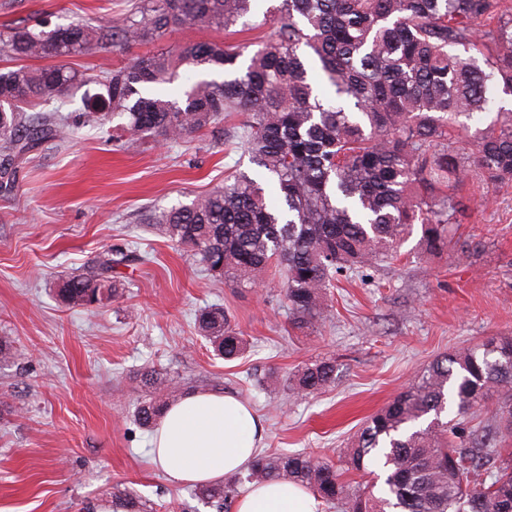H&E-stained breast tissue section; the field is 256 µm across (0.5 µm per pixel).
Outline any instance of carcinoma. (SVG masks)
<instances>
[{
  "label": "carcinoma",
  "instance_id": "carcinoma-1",
  "mask_svg": "<svg viewBox=\"0 0 512 512\" xmlns=\"http://www.w3.org/2000/svg\"><path fill=\"white\" fill-rule=\"evenodd\" d=\"M260 0H136L106 25L50 26L20 21L0 32V52L17 65L0 70V189L43 143L63 140L78 120L112 140L178 141L218 132L224 113L246 116L240 132L257 167L233 182L161 216L165 235L233 288L281 278L288 326L303 334L326 319L325 295L336 272L384 262L421 226L422 252L448 248L463 204L457 183L478 177L512 184V109H495L493 90L512 95V5L507 0H276L250 22ZM263 26L269 36L246 64L244 46L190 41L102 69L101 92L84 112L62 113L87 78L64 64L29 60L67 57L106 43L124 49L162 40L177 26L222 30ZM319 63L323 87L309 80ZM222 74L174 98L158 91L180 68ZM497 110L469 135L459 119ZM277 187L271 198L265 181ZM148 255L124 245L99 251L78 274L61 278L59 302L100 307L119 296L117 269ZM201 336L224 360L246 342L224 309L202 310ZM336 379V361L293 374L295 396ZM146 398L139 425H157L180 387L154 367L140 374ZM497 396L491 423L471 429L486 400ZM512 336L491 337L430 363L364 424L347 454L348 469L386 473L375 485L349 488L336 465L291 452L259 454L228 485L200 486L193 496L231 512L236 486L287 480L329 508L346 512H512ZM485 470L486 479H478ZM111 512H145L131 492L112 494Z\"/></svg>",
  "mask_w": 512,
  "mask_h": 512
}]
</instances>
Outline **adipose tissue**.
I'll return each instance as SVG.
<instances>
[{
  "label": "adipose tissue",
  "instance_id": "adipose-tissue-1",
  "mask_svg": "<svg viewBox=\"0 0 512 512\" xmlns=\"http://www.w3.org/2000/svg\"><path fill=\"white\" fill-rule=\"evenodd\" d=\"M262 439L260 420L247 405L197 390L165 409L152 453L171 483L206 486L246 469ZM235 512H316V500L303 487L273 480L250 486Z\"/></svg>",
  "mask_w": 512,
  "mask_h": 512
}]
</instances>
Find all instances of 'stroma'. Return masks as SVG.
<instances>
[{
	"label": "stroma",
	"instance_id": "obj_1",
	"mask_svg": "<svg viewBox=\"0 0 512 512\" xmlns=\"http://www.w3.org/2000/svg\"><path fill=\"white\" fill-rule=\"evenodd\" d=\"M128 0H0V29L21 20L104 24ZM95 48L66 64L91 76L149 52ZM229 137L113 146L92 125L49 141L0 190V512H78L127 489L149 512H212L152 460L151 431L134 419L143 367L185 391L231 394L264 427L266 452L302 451L344 465L364 422L438 355L512 336V186L460 187L464 213L447 252H421L410 235L394 261L337 275L327 318L311 335L290 331L279 278L240 290L202 271L154 217L223 187L249 155ZM134 243L150 262L122 268V296L92 310L63 306L58 275L81 270L103 246ZM221 307L246 341L225 361L200 337V310ZM333 358L335 383L289 397L304 364Z\"/></svg>",
	"mask_w": 512,
	"mask_h": 512
}]
</instances>
